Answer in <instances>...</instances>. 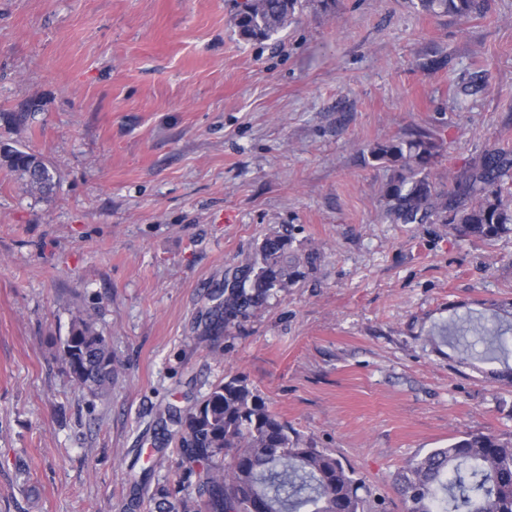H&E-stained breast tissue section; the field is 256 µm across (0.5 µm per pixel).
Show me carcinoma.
I'll use <instances>...</instances> for the list:
<instances>
[{
	"label": "carcinoma",
	"mask_w": 512,
	"mask_h": 512,
	"mask_svg": "<svg viewBox=\"0 0 512 512\" xmlns=\"http://www.w3.org/2000/svg\"><path fill=\"white\" fill-rule=\"evenodd\" d=\"M298 0H244L235 18L246 41H264L295 18ZM414 7L466 22L484 11L481 0H416ZM444 151L432 130L418 128L376 142L370 159L391 171L381 187L386 213L398 224H446L456 234L491 240L512 234V152L491 150L463 174L458 198L439 190L434 168ZM0 164L48 194L54 176L43 158L10 146ZM317 256L300 257L293 238L267 235L252 260L224 279V324L304 277ZM508 329L483 318L452 319L429 341L458 349L464 359H505ZM61 361L96 397L112 385V351L92 316L76 309ZM168 420L179 426L183 464L198 476L201 501L158 483L148 495L155 512H365L372 491L324 448L299 436L269 410L258 389L232 377L214 385L195 409ZM406 512H512V440L465 433L446 448L409 459L398 474Z\"/></svg>",
	"instance_id": "carcinoma-1"
}]
</instances>
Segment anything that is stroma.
I'll return each mask as SVG.
<instances>
[{
  "label": "stroma",
  "mask_w": 512,
  "mask_h": 512,
  "mask_svg": "<svg viewBox=\"0 0 512 512\" xmlns=\"http://www.w3.org/2000/svg\"><path fill=\"white\" fill-rule=\"evenodd\" d=\"M238 3L0 0V144L56 180L44 198L0 166V512H147L143 478L197 496L160 414L234 376L385 512L406 510L408 459L512 437L503 364L429 340L458 315L512 322V234L392 223L390 172L364 153L435 130L453 199L486 151H512V0L464 24L306 0L263 42L239 36ZM276 230L316 269L216 320L225 276ZM78 307L112 348L96 399L60 360Z\"/></svg>",
  "instance_id": "obj_1"
}]
</instances>
